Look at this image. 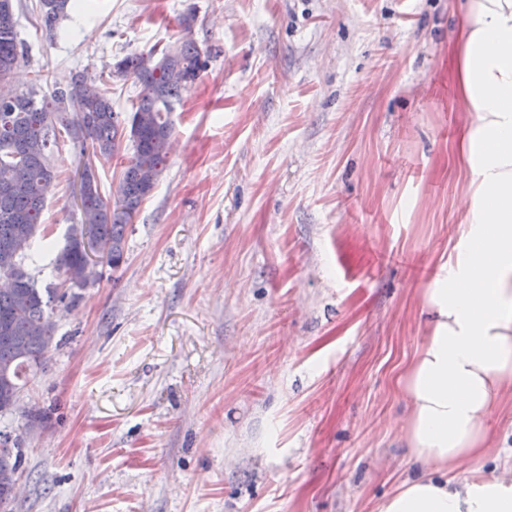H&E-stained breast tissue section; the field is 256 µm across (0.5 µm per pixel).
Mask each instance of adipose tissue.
I'll use <instances>...</instances> for the list:
<instances>
[{
	"label": "adipose tissue",
	"mask_w": 512,
	"mask_h": 512,
	"mask_svg": "<svg viewBox=\"0 0 512 512\" xmlns=\"http://www.w3.org/2000/svg\"><path fill=\"white\" fill-rule=\"evenodd\" d=\"M459 15L449 62L466 114L457 164L468 204L426 291V342L400 380L404 439L427 471L380 512H512V482L446 476L488 448L491 411L512 391V0H461Z\"/></svg>",
	"instance_id": "adipose-tissue-1"
}]
</instances>
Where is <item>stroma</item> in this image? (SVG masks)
I'll list each match as a JSON object with an SVG mask.
<instances>
[{
  "instance_id": "obj_1",
  "label": "stroma",
  "mask_w": 512,
  "mask_h": 512,
  "mask_svg": "<svg viewBox=\"0 0 512 512\" xmlns=\"http://www.w3.org/2000/svg\"><path fill=\"white\" fill-rule=\"evenodd\" d=\"M38 3L15 2L16 86L80 73L129 113L141 86L117 60L188 33L206 68L123 263L57 304L59 345L6 418L13 512H379L423 471L399 380L463 219L455 0H79L53 36ZM52 163L44 284L80 216L69 135ZM491 427L455 481L512 480L511 393Z\"/></svg>"
}]
</instances>
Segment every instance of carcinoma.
Masks as SVG:
<instances>
[{
  "label": "carcinoma",
  "mask_w": 512,
  "mask_h": 512,
  "mask_svg": "<svg viewBox=\"0 0 512 512\" xmlns=\"http://www.w3.org/2000/svg\"><path fill=\"white\" fill-rule=\"evenodd\" d=\"M14 0H0V273L17 272L12 288H0V413L18 406L28 380L43 367L57 345L54 307L77 294L99 277L87 267L80 246L92 235L108 251V263L118 268L124 261V234L142 201L160 178L169 154L173 124L170 114L182 100L188 83L197 81L206 63L195 42L185 38L176 47L161 51V65L151 63L154 53L127 55L114 65L115 74L135 79L142 87L134 111L125 119L111 99L98 88L84 84L77 75L51 96L32 85L20 89L14 75L24 62L25 42L20 38ZM70 0H40L43 26L55 34L68 17ZM81 140L80 155L91 144L92 156H114L124 137L132 154L123 168L113 200L99 192L91 160L83 162L80 186V219L68 225L64 245L54 268L61 284L39 287L30 266L38 264L45 250L39 234L47 187L54 185L51 156L61 133ZM15 452L0 455V512H12L10 486L21 464L19 439Z\"/></svg>",
  "instance_id": "cac0c4a2"
}]
</instances>
